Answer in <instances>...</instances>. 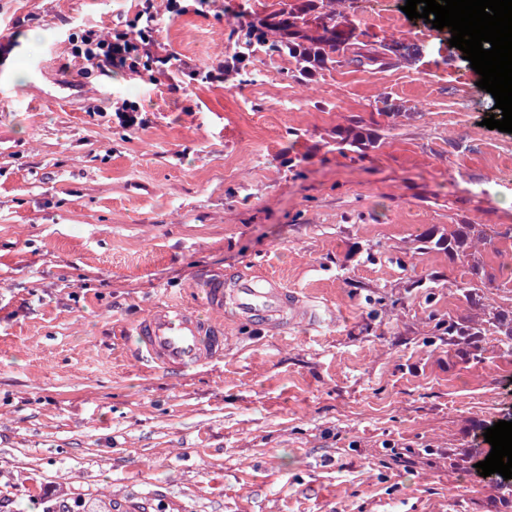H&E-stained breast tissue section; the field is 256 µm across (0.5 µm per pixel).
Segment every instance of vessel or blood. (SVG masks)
Wrapping results in <instances>:
<instances>
[{
  "label": "vessel or blood",
  "instance_id": "b4317fda",
  "mask_svg": "<svg viewBox=\"0 0 512 512\" xmlns=\"http://www.w3.org/2000/svg\"><path fill=\"white\" fill-rule=\"evenodd\" d=\"M205 312L177 304L150 309L137 323V352L153 368L180 372L210 364L224 353L221 314L273 333L312 325L316 314L300 294L269 276L234 273L202 278Z\"/></svg>",
  "mask_w": 512,
  "mask_h": 512
}]
</instances>
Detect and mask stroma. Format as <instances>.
<instances>
[{
    "instance_id": "35a3bbf8",
    "label": "stroma",
    "mask_w": 512,
    "mask_h": 512,
    "mask_svg": "<svg viewBox=\"0 0 512 512\" xmlns=\"http://www.w3.org/2000/svg\"><path fill=\"white\" fill-rule=\"evenodd\" d=\"M253 2L161 14L173 95L73 72V41L128 0H0V512H512V483L477 468L512 412L494 98L406 0ZM295 14L336 39L310 80L249 37ZM235 53L237 75L203 82ZM229 272L277 278L321 324L228 319L208 367L140 363L136 321ZM112 112L118 119L119 124L123 128H134L135 126H144L145 120L140 118L138 112L140 106L137 102L128 98L117 99L112 101Z\"/></svg>"
}]
</instances>
